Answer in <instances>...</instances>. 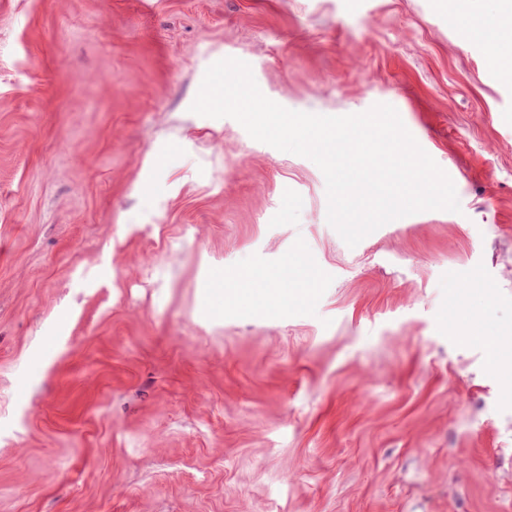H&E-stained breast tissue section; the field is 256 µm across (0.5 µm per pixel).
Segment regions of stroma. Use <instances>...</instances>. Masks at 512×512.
I'll return each instance as SVG.
<instances>
[{"label": "stroma", "instance_id": "1", "mask_svg": "<svg viewBox=\"0 0 512 512\" xmlns=\"http://www.w3.org/2000/svg\"><path fill=\"white\" fill-rule=\"evenodd\" d=\"M435 0H0V512H512V81ZM251 67L396 108L460 212L348 247ZM307 269L287 302L217 273ZM497 340L489 359L482 337ZM244 272H235L230 279H224V274L219 275L215 281V288H222L224 285L225 299L234 301L255 302L262 300L264 304L276 306L278 298L288 293V288H281L275 292H264L261 283L265 281L264 274L252 269H244Z\"/></svg>", "mask_w": 512, "mask_h": 512}]
</instances>
